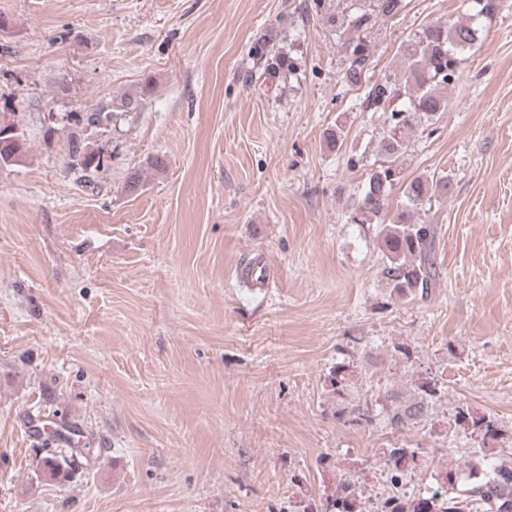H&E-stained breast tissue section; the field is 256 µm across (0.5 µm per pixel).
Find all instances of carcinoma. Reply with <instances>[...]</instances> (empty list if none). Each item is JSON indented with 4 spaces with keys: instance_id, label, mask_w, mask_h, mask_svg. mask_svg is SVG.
<instances>
[{
    "instance_id": "1",
    "label": "carcinoma",
    "mask_w": 512,
    "mask_h": 512,
    "mask_svg": "<svg viewBox=\"0 0 512 512\" xmlns=\"http://www.w3.org/2000/svg\"><path fill=\"white\" fill-rule=\"evenodd\" d=\"M472 3L474 14L468 20L430 24L407 41L401 57V78L391 74L375 78L370 70L375 53L372 30L378 19L397 16L403 0H368V5L347 17L327 18L331 26L341 30L347 60L343 79L347 85L361 90L359 110L380 113L385 126L382 138L385 159L369 174L358 202V215L353 220L366 224L385 215L397 178V160L415 135L417 117L429 119L445 111L447 101L440 91L456 78L464 61L463 53L482 37L478 19L492 16L500 6V0H472ZM271 45L273 38L264 36L251 48V56L263 63L267 79L295 75L297 64L273 51ZM144 100L143 92L102 98L79 110L63 112L50 122L46 133L59 128L68 132V167L79 174L85 185H97L99 173L107 165L103 138L111 134L118 121L141 111ZM89 124L96 128L83 133ZM12 139L14 146L0 145V167L19 160L15 152L22 151L21 134L12 135ZM446 194L448 181L444 178L416 177L404 188L405 209L394 215L390 223L376 225L383 256L381 279L390 294L401 300L428 298L439 277L434 257L437 229L433 224L414 219V213L424 202ZM416 389L417 398L405 403L399 402L395 393H385L384 399L391 402L387 409L390 429L401 430L411 423L427 420L431 407L442 397L438 381L431 377L419 379ZM454 423L480 439L478 447L470 451L466 472L454 468L439 472L437 488L426 494H389L380 512H512V461L487 469L488 460L495 457L496 444L503 438L497 422L459 407ZM385 458L387 482L393 487L424 463V454L418 448H389ZM74 462L68 449H48L40 459L41 477L55 483H69L76 474ZM362 495L358 479L346 476L338 481L324 512H364Z\"/></svg>"
}]
</instances>
